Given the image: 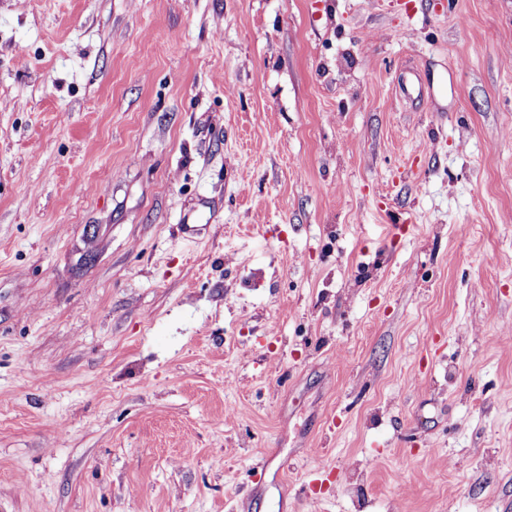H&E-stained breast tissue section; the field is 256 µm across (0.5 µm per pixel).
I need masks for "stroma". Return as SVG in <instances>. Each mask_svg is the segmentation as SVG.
<instances>
[{
  "label": "stroma",
  "mask_w": 512,
  "mask_h": 512,
  "mask_svg": "<svg viewBox=\"0 0 512 512\" xmlns=\"http://www.w3.org/2000/svg\"><path fill=\"white\" fill-rule=\"evenodd\" d=\"M0 512H512V0H0Z\"/></svg>",
  "instance_id": "35a3bbf8"
}]
</instances>
